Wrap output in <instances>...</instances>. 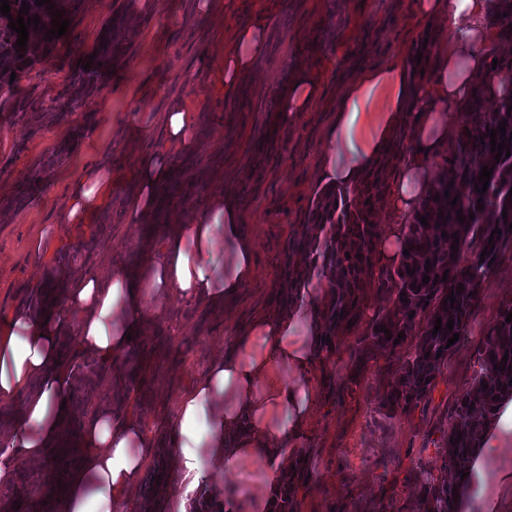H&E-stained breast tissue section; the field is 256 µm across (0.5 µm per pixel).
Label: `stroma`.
Instances as JSON below:
<instances>
[{
  "label": "stroma",
  "mask_w": 512,
  "mask_h": 512,
  "mask_svg": "<svg viewBox=\"0 0 512 512\" xmlns=\"http://www.w3.org/2000/svg\"><path fill=\"white\" fill-rule=\"evenodd\" d=\"M413 2L223 0V18L211 23L187 5L170 14L169 0H153L151 13L143 16L130 13L129 0H82L52 58L16 77L12 92L25 99L26 109L0 110V317L46 279L53 260L33 249L46 228L56 227L65 240H93L87 254L92 267L136 259L164 234L161 222L124 223L120 190L98 239H91L88 225L61 221L60 201L87 165L108 158L118 183L131 177L135 160L122 147L120 123L142 92H149L154 114L178 99L201 114L197 153L175 161L170 209L188 220L217 187L237 196L240 222L253 245L250 278L217 310L172 302L144 341L153 354L140 390L128 393V410L145 421L154 442L143 451L146 463L158 456L156 444L179 396L212 357L229 350L254 319L282 312L285 265L301 257L292 242L308 227V213L324 187L321 169L343 98L364 72L415 56ZM117 16L130 38L124 57L98 77L85 111H51L52 99L86 63L104 24ZM256 19L264 29L254 69L234 88L212 89L213 46L231 43L240 25ZM303 71L316 81L317 94L296 121L281 123L280 92ZM509 302L512 251L483 283L467 334L449 353L428 397L389 419L382 404L402 351L371 349L358 379L350 377L365 320L392 307L387 295L368 289L363 323L344 329L335 353L312 370L320 408L287 449L291 456L309 449L314 470L297 494L296 512H424L418 488L406 476L435 469L437 445L475 370V349Z\"/></svg>",
  "instance_id": "1"
}]
</instances>
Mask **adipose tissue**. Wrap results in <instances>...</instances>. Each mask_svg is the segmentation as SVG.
<instances>
[{
	"label": "adipose tissue",
	"instance_id": "1",
	"mask_svg": "<svg viewBox=\"0 0 512 512\" xmlns=\"http://www.w3.org/2000/svg\"><path fill=\"white\" fill-rule=\"evenodd\" d=\"M420 22L448 36L425 83L413 82L409 64L393 60L385 69L360 76L337 121V150L328 153L324 176L331 184H357L388 155L399 125L409 127V148L384 200L391 222L376 241L384 265L397 264L405 224L434 187L429 162L445 151L461 127L460 109L474 90L495 100L506 88L492 63L501 42L491 23L504 0H415ZM260 27L245 25L229 48L216 45L212 75L220 89L236 87L254 68L261 51ZM148 101L126 112L123 144L135 153L126 184V222L148 224L163 204L173 177L174 157L198 149L200 114L185 102L164 115L165 140L152 153L140 152L149 135ZM116 183L111 161L87 167L62 206L66 224H85L110 213ZM231 192L210 193L190 222L172 220L163 238L145 247L140 259L86 270L81 250L67 252V268L52 307L36 314L13 310L0 319V400L16 405L13 425L0 435V480L25 464H42L68 432L72 382L64 370L75 350L113 367L116 392H124L122 369L151 322L174 301L219 307L251 275L252 253L242 235ZM284 315L253 321L196 377L177 405L164 452L188 478L207 486L216 470L248 468L258 481L242 500L228 499L226 512H272L284 472L288 444L299 439L319 407V389L310 377L320 352L319 320L336 295L335 281L304 276ZM82 464L71 473L64 493L52 501L32 495L29 512H134L143 471V448L150 438L141 418L127 411L98 413L81 427ZM512 447V398L488 422L470 468L492 470ZM209 449L212 471L198 466L200 449Z\"/></svg>",
	"mask_w": 512,
	"mask_h": 512
}]
</instances>
